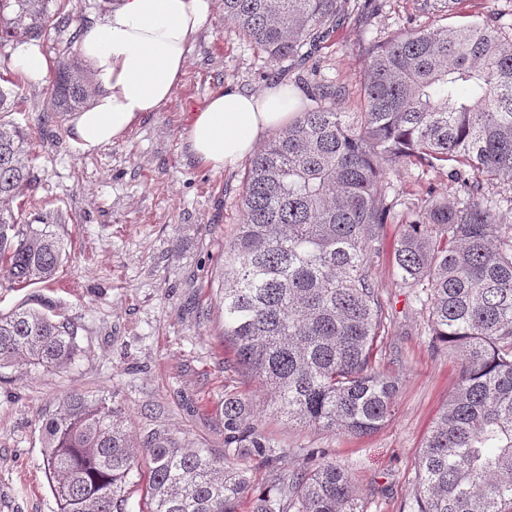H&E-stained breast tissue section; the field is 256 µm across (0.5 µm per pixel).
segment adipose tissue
I'll list each match as a JSON object with an SVG mask.
<instances>
[{
    "label": "adipose tissue",
    "mask_w": 512,
    "mask_h": 512,
    "mask_svg": "<svg viewBox=\"0 0 512 512\" xmlns=\"http://www.w3.org/2000/svg\"><path fill=\"white\" fill-rule=\"evenodd\" d=\"M212 5L213 0H109L101 14L90 18L79 49L96 93L70 121L78 148L92 152L121 140L170 101ZM12 60L32 82L43 80L50 69L35 41H14ZM298 105L297 94L284 86L258 96L221 89L191 113L186 141L204 167L218 172L248 156L265 131L287 126Z\"/></svg>",
    "instance_id": "obj_1"
}]
</instances>
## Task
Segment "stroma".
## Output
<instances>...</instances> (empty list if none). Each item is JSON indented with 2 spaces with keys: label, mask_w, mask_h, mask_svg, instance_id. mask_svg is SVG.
Segmentation results:
<instances>
[{
  "label": "stroma",
  "mask_w": 512,
  "mask_h": 512,
  "mask_svg": "<svg viewBox=\"0 0 512 512\" xmlns=\"http://www.w3.org/2000/svg\"><path fill=\"white\" fill-rule=\"evenodd\" d=\"M382 3L369 23H345L315 53V79L306 69L268 62L214 6L170 101L125 138L92 153L74 145L68 115L43 122L47 81L23 82L22 111L5 118L35 135L36 183L24 209L58 210L56 231L68 258L48 284L0 280V312L26 305L73 321L81 353L59 373L0 371V512H56L40 426L43 414L73 390L115 392L135 431L166 430L193 447L223 450L225 388L257 392L224 368L233 350L224 340V311L215 296L224 241L241 220L247 164L218 173L200 165L186 143L187 118L220 88L257 93L276 77L306 102L316 95V82L343 84L348 93L335 109L355 111L371 41L428 20L418 0ZM103 6V0H70V27L49 31L41 42L47 57L56 58L74 30ZM391 179L401 213L430 191L451 202L459 198L444 171L413 165ZM375 277L393 324L373 364L400 380L393 416L365 436L276 418L263 425L289 451L283 467L297 465L299 449H326L328 460L351 476L367 512H402L414 494L424 441L458 382L460 364L430 350L423 312L410 289L397 285L390 256L380 258Z\"/></svg>",
  "instance_id": "obj_1"
}]
</instances>
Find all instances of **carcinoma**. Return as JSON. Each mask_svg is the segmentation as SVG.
<instances>
[{
  "mask_svg": "<svg viewBox=\"0 0 512 512\" xmlns=\"http://www.w3.org/2000/svg\"><path fill=\"white\" fill-rule=\"evenodd\" d=\"M458 13L464 0H422ZM224 19L269 61L304 65L375 0H223ZM68 0H0V49L73 21ZM43 116L75 112L95 93L77 54L50 71ZM342 85L319 84L316 106L248 162L242 222L224 244L217 289L224 341L288 422L365 434L392 416L399 379L371 354L392 324L373 278L396 200L387 177L411 165L448 170L463 198L429 194L401 220L392 252L402 288L427 314L429 345L459 358L456 389L418 458L408 512H512V218L486 193L512 187V27L495 20L418 25L369 55L357 112H337ZM33 133L0 123V277L50 282L65 248L58 215L11 204L34 187ZM78 326L34 308L0 314V369L56 373L81 352ZM224 451L189 448L166 430L134 437L116 394L72 391L42 416L43 466L57 512H128L150 457L149 512H238L252 493L245 461L272 476L253 512H367L348 473L321 453L281 466L290 449L264 431L252 398L224 392Z\"/></svg>",
  "mask_w": 512,
  "mask_h": 512,
  "instance_id": "obj_1",
  "label": "carcinoma"
}]
</instances>
